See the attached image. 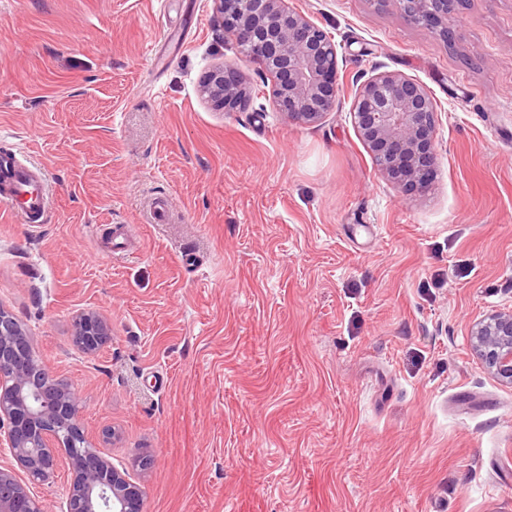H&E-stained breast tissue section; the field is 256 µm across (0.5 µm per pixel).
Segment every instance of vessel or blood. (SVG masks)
<instances>
[{
  "label": "vessel or blood",
  "mask_w": 512,
  "mask_h": 512,
  "mask_svg": "<svg viewBox=\"0 0 512 512\" xmlns=\"http://www.w3.org/2000/svg\"><path fill=\"white\" fill-rule=\"evenodd\" d=\"M0 200L20 223H35L48 207V179L37 167L23 165L15 153H0Z\"/></svg>",
  "instance_id": "1"
}]
</instances>
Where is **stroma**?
Returning <instances> with one entry per match:
<instances>
[{"label":"stroma","mask_w":512,"mask_h":512,"mask_svg":"<svg viewBox=\"0 0 512 512\" xmlns=\"http://www.w3.org/2000/svg\"><path fill=\"white\" fill-rule=\"evenodd\" d=\"M288 6L338 49L311 126L213 0H0V152L50 183L37 223L0 203V306L113 463L149 458L144 512H512V386L470 346L512 310V0H463L447 39L396 0ZM233 60L253 93L223 112L200 82ZM383 71L436 103L422 197L351 121ZM72 341L82 353L94 355L111 340L108 322L95 312L80 313L73 320Z\"/></svg>","instance_id":"stroma-1"}]
</instances>
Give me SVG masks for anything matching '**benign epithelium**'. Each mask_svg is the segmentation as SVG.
<instances>
[{"mask_svg":"<svg viewBox=\"0 0 512 512\" xmlns=\"http://www.w3.org/2000/svg\"><path fill=\"white\" fill-rule=\"evenodd\" d=\"M413 24L437 27L453 0H397ZM224 28L245 39L240 53L272 76L271 97L288 120L313 125L332 111L338 94V52L332 37L287 0H214ZM203 91L214 107L237 112L251 89L239 69L221 65L207 73ZM436 107L428 89L397 72H381L356 90L350 115L379 170L403 191L424 196L436 176ZM108 322L95 312L73 320L72 341L95 354L111 340ZM471 347L485 368L512 385V311L476 321ZM80 396L43 366L32 338L0 306V446L17 467L0 469V512H49L39 488L55 476L59 449L71 473L67 512H143V490L111 456L94 449L79 419Z\"/></svg>","mask_w":512,"mask_h":512,"instance_id":"1","label":"benign epithelium"}]
</instances>
